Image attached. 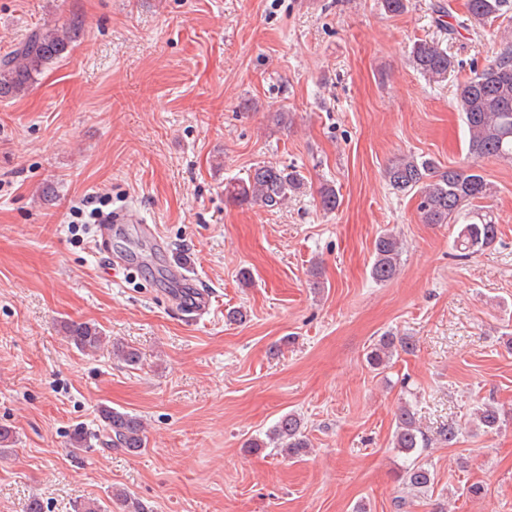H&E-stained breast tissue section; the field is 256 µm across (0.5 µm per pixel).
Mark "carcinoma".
<instances>
[{"label": "carcinoma", "mask_w": 512, "mask_h": 512, "mask_svg": "<svg viewBox=\"0 0 512 512\" xmlns=\"http://www.w3.org/2000/svg\"><path fill=\"white\" fill-rule=\"evenodd\" d=\"M466 10L473 28L481 29L489 21L512 10V0H466ZM82 24L70 20L62 25L45 26L28 35L0 58V99L17 98L29 91L43 69L61 59L79 38ZM413 68L425 79L440 82L455 69L454 60L442 41L421 39L412 49ZM455 108L468 132V153L477 159L494 158L512 163V48L507 46L496 60L482 70H474L457 95ZM390 187L397 193L419 195L418 211L426 224H458L454 246L468 257L492 247L498 238V225L483 210L479 201L491 193L487 179L472 165L441 167L435 161L416 154L397 157L387 168ZM303 187L301 174L273 165L253 167L246 180L224 187L227 199L235 204L260 203L266 207L282 205ZM320 206L332 212L339 205V195L330 185L319 191ZM402 243L391 232L378 235L374 242L371 278L380 284L398 277L401 271ZM66 338L82 352H93L105 341L94 324H64ZM413 341L388 332L379 337L366 354L373 370H384L395 354H411ZM116 356L129 366L140 361L134 347L113 344ZM473 415L485 432L496 431L506 422L505 413L492 403L477 406ZM102 432L112 448L137 453L146 447L142 419L107 405L99 408ZM394 448L407 457L396 473L406 489L426 492L435 482L430 465L422 455L431 447V439L422 429L417 412L404 403L395 413ZM247 447L274 448L280 454L297 458L310 448V439L302 418L288 412L279 417L263 438H255Z\"/></svg>", "instance_id": "cac0c4a2"}]
</instances>
